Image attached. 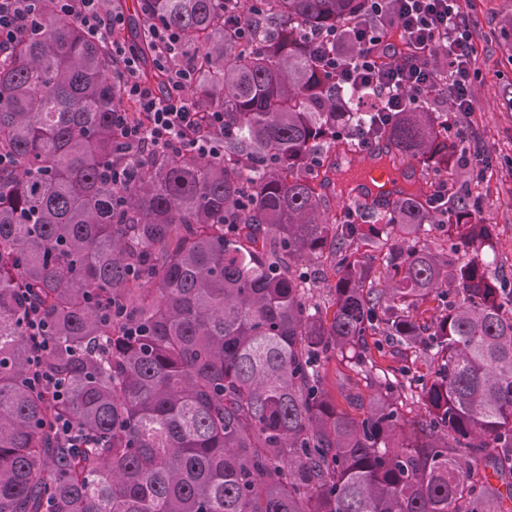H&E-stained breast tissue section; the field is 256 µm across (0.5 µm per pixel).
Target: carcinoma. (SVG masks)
<instances>
[{
  "instance_id": "1",
  "label": "carcinoma",
  "mask_w": 512,
  "mask_h": 512,
  "mask_svg": "<svg viewBox=\"0 0 512 512\" xmlns=\"http://www.w3.org/2000/svg\"><path fill=\"white\" fill-rule=\"evenodd\" d=\"M252 3L248 41L233 0H136L128 27L158 84L149 23L184 35L198 102L224 112L220 158L115 151L112 112L138 109L52 0L0 64V152L16 160L0 172V512H512V288L488 274L479 197L450 182L439 201L326 203L349 188L336 157L362 122L393 160L449 167L458 146L435 113L386 123L325 75L312 34L353 57L368 0ZM122 158L136 174L117 188L105 171ZM427 224L447 247L420 240ZM321 257L324 309L302 268ZM431 297L436 318L410 314ZM29 300L53 324L61 401L29 381ZM372 336L432 353L423 413ZM332 356L369 389L341 392L345 409ZM61 417L89 447L58 442ZM323 368L327 376L328 387L334 394H337L340 384L347 383L346 377L356 378L355 373L350 370L346 362H341L340 358L337 357L325 362Z\"/></svg>"
}]
</instances>
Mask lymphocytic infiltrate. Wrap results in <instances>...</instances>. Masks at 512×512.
Returning <instances> with one entry per match:
<instances>
[{
	"instance_id": "1",
	"label": "lymphocytic infiltrate",
	"mask_w": 512,
	"mask_h": 512,
	"mask_svg": "<svg viewBox=\"0 0 512 512\" xmlns=\"http://www.w3.org/2000/svg\"><path fill=\"white\" fill-rule=\"evenodd\" d=\"M373 4L372 19L353 29L357 54L350 59L339 53L322 57L337 85L377 92L388 119L422 106L437 93L448 99L453 111H471V87L478 74L476 47L460 0H393L387 16L382 13V0ZM53 6L58 14L73 18L89 37L110 46L121 94L139 109L135 117L113 114L115 140L142 160L165 150L203 158L223 156V112L200 110L186 95L197 82V71L180 58L185 43L181 32L159 23L149 30L154 66L169 76L161 88L142 80V57L122 38L126 19L111 0H53ZM36 8L35 0H0V59L8 58ZM25 327L35 347L32 385L46 389L53 399H62L63 380L45 363V354L53 346L52 327L38 305H28Z\"/></svg>"
}]
</instances>
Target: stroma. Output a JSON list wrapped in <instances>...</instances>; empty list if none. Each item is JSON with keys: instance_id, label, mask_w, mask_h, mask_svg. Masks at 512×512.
I'll use <instances>...</instances> for the list:
<instances>
[{"instance_id": "1", "label": "stroma", "mask_w": 512, "mask_h": 512, "mask_svg": "<svg viewBox=\"0 0 512 512\" xmlns=\"http://www.w3.org/2000/svg\"><path fill=\"white\" fill-rule=\"evenodd\" d=\"M476 41L478 78L469 113L448 111L445 98H429L426 107L447 115L448 134L464 146L483 151L490 175L479 178L463 165L454 172L420 167L432 183L455 179L482 200L478 217L494 227V250L485 256L493 277L512 280V0H461Z\"/></svg>"}]
</instances>
